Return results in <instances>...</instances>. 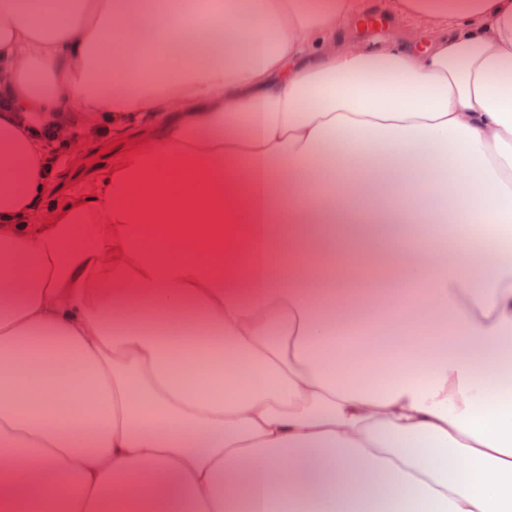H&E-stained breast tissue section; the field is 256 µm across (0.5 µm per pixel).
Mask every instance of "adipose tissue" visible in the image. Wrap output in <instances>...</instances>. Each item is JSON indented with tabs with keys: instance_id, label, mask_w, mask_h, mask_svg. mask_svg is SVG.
<instances>
[{
	"instance_id": "ef3b65f1",
	"label": "adipose tissue",
	"mask_w": 512,
	"mask_h": 512,
	"mask_svg": "<svg viewBox=\"0 0 512 512\" xmlns=\"http://www.w3.org/2000/svg\"><path fill=\"white\" fill-rule=\"evenodd\" d=\"M364 11L0 0V512H512V0ZM33 113L111 128L92 191L54 199ZM353 319L410 323L413 374Z\"/></svg>"
}]
</instances>
